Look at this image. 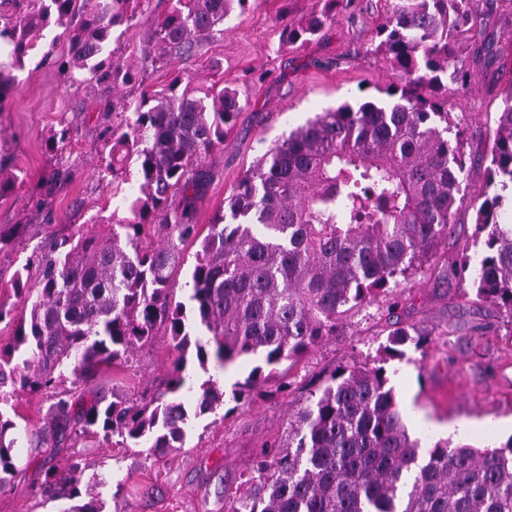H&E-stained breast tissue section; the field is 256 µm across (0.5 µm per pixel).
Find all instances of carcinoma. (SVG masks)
<instances>
[{
  "label": "carcinoma",
  "mask_w": 512,
  "mask_h": 512,
  "mask_svg": "<svg viewBox=\"0 0 512 512\" xmlns=\"http://www.w3.org/2000/svg\"><path fill=\"white\" fill-rule=\"evenodd\" d=\"M249 0H169L163 15L150 0H0V39L15 63L53 24L45 58L64 45L58 68L71 79L115 87L133 79L112 62L107 47L120 27L145 21L153 44L145 56L165 68L222 32L233 4ZM317 14L291 21L284 42L310 43L351 0H321ZM481 0H391L377 25L378 41L362 48L389 59L401 85L392 101L329 109L275 143L244 172L224 198L195 254L187 281L206 342L191 340L186 307L172 302L182 246L198 236L192 199L210 180L206 156L224 143L243 108L237 90L167 87L141 93L133 116L112 126L107 170L112 184L130 183L138 166V194L125 196L131 217L100 236L52 232L27 266L34 283L16 272L12 288L28 303L24 314L0 305V322H17L0 342V400L7 390L51 393L50 430L30 431L0 410V487L19 473L18 438L43 454L44 499L73 502L65 512H101L98 494L81 487L84 467L59 456L72 435L102 437L128 448L148 445L155 456L183 444L189 414L172 398L185 387L184 360L195 345L200 366L222 369L261 355L238 384L242 402L266 379L264 368L298 358L336 335L345 315L397 297L436 253L461 206L463 141L448 139V102L418 89L468 91L460 44L480 13ZM475 235L484 238L478 264L461 254L462 279L476 303L512 316V229L498 221L512 185V86L502 100ZM181 196L180 203L173 198ZM161 242L148 241L151 235ZM178 353L165 387L150 399L115 397L103 388L85 395L62 387L94 380L103 365L129 362L159 330ZM424 341L405 327L388 334L379 358L334 371L289 423L288 443L257 457L224 512H512V440L499 448L455 447L440 440L419 456L384 368L409 342ZM224 404V391L200 385L198 414Z\"/></svg>",
  "instance_id": "obj_1"
}]
</instances>
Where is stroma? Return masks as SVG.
<instances>
[{"label": "stroma", "mask_w": 512, "mask_h": 512, "mask_svg": "<svg viewBox=\"0 0 512 512\" xmlns=\"http://www.w3.org/2000/svg\"><path fill=\"white\" fill-rule=\"evenodd\" d=\"M319 8L318 0H250L225 19L223 35L164 69L144 63L150 29L135 25L110 44L114 62L135 78L113 88L66 84L42 51L26 57L0 105V182L9 185L0 192V226L21 227L13 243L0 249V304L22 313L24 302L11 278L49 232L75 235L91 228L106 235L113 215H124L123 199L113 196L105 172V131L115 118L108 105L161 89L174 72L195 86L238 90L246 105L223 145L207 156L212 180L194 199L195 222L205 226L249 165L283 135L342 102L384 99L396 75L385 58L361 53L375 38L380 0H355L324 37L306 46L282 43L285 20ZM511 27L512 0H489L462 44L463 57L472 63L471 87L448 96L465 144L463 185L470 196L484 182L494 117L512 74V42L500 37ZM62 129V149H49L50 137ZM474 220L470 204L459 207L451 234L404 288L396 309L402 326L430 335L427 344H407L403 357L385 365L398 400H410L416 412L406 424L424 449L441 439L476 448L512 439V316L464 298L453 265L461 251L475 259L483 252ZM390 329L381 306L356 310L340 335L298 361H282L247 402L237 404L231 397L236 383L258 363L241 357L222 372L223 407L193 418L182 446L165 456L78 436L67 452L85 460L82 481L97 486L103 512H224L225 494L234 492L263 446L287 438L290 420L339 365L374 359ZM175 361L167 337L159 335L124 368L102 369L96 382L135 397L163 385ZM40 459L23 448L19 474L0 489V512H66L69 501H46L35 493Z\"/></svg>", "instance_id": "obj_1"}]
</instances>
